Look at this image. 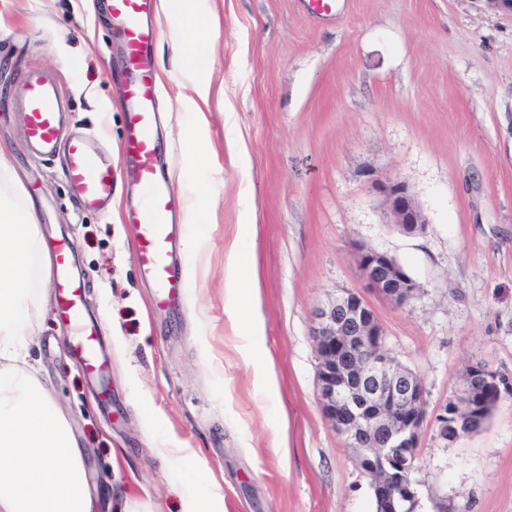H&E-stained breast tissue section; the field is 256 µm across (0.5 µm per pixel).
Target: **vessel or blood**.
I'll return each instance as SVG.
<instances>
[{
    "label": "vessel or blood",
    "mask_w": 512,
    "mask_h": 512,
    "mask_svg": "<svg viewBox=\"0 0 512 512\" xmlns=\"http://www.w3.org/2000/svg\"><path fill=\"white\" fill-rule=\"evenodd\" d=\"M157 0H111L113 19L125 33L128 74L126 78L127 135L124 151L130 159L131 174L141 192L138 209L126 220L138 231L139 265L143 275L158 288L157 301L178 305L184 278L174 256L178 206L159 169L156 137V105L160 95L150 64V50L156 39L151 22ZM27 136L37 155L56 152L60 122V95L56 84L38 73L24 79ZM68 157L67 175L83 205L105 206L112 198L115 168L111 155L102 153L94 141L73 136L63 147ZM67 240L55 246L56 267L51 281L58 297V310L73 332V350L84 372L99 379L108 365L100 355L95 323L84 312V288L69 269Z\"/></svg>",
    "instance_id": "obj_1"
}]
</instances>
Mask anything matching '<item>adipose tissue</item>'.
<instances>
[{"label":"adipose tissue","instance_id":"ef3b65f1","mask_svg":"<svg viewBox=\"0 0 512 512\" xmlns=\"http://www.w3.org/2000/svg\"><path fill=\"white\" fill-rule=\"evenodd\" d=\"M176 16L179 61L187 68L204 66L207 53L186 49L201 25L195 0H180ZM50 267L34 205L23 194L9 155L0 150V512H110V498L89 488L66 409L24 353L33 340V291L47 281ZM225 288L249 328L261 332L253 276L232 263Z\"/></svg>","mask_w":512,"mask_h":512}]
</instances>
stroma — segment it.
I'll return each mask as SVG.
<instances>
[{
  "label": "stroma",
  "instance_id": "35a3bbf8",
  "mask_svg": "<svg viewBox=\"0 0 512 512\" xmlns=\"http://www.w3.org/2000/svg\"><path fill=\"white\" fill-rule=\"evenodd\" d=\"M109 0H0V147L34 201L47 247L71 241L109 363L108 392L78 367L54 291L36 297L27 359L41 366L85 449L92 486L182 512L185 495L223 512H374L370 480L322 412L313 311L363 292L387 347L421 379L429 409L465 368L512 374V9L495 0H197L217 17L196 38L208 69L172 66L170 0L153 16L158 136L171 192L199 201L178 216L185 301L155 305L125 221L140 196L122 160L125 37ZM53 80L70 130L117 162L108 208H85L65 152L35 156L23 77ZM211 84L205 124L193 103ZM378 180L404 183L426 220L387 222ZM257 234L246 266L260 283L263 335L232 316L229 248ZM394 257L420 291L398 307L367 291L358 246ZM261 349L276 393L256 379ZM289 421L288 460L274 444ZM417 512H512V395L486 426L451 442L424 425Z\"/></svg>",
  "mask_w": 512,
  "mask_h": 512
}]
</instances>
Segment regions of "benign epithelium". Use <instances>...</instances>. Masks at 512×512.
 <instances>
[{"label": "benign epithelium", "instance_id": "1", "mask_svg": "<svg viewBox=\"0 0 512 512\" xmlns=\"http://www.w3.org/2000/svg\"><path fill=\"white\" fill-rule=\"evenodd\" d=\"M388 223L403 234L425 230L426 222L407 188L399 182L377 183ZM359 266L367 286L396 305L415 297L420 285L392 256L359 246ZM313 337L319 364L318 383L324 415L366 472L377 473L374 488L395 505L393 512H417L414 481L405 478L420 445L428 407L420 378L395 366L385 349V332L367 300L346 291L315 312ZM471 376L492 395L512 394V381L471 364ZM475 409L472 402L439 406L432 420L439 437Z\"/></svg>", "mask_w": 512, "mask_h": 512}]
</instances>
